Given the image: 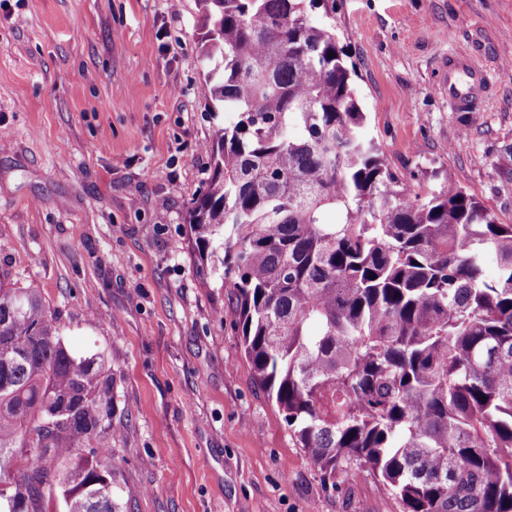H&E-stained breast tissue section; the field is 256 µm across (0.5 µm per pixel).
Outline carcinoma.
Instances as JSON below:
<instances>
[{"label": "carcinoma", "instance_id": "cac0c4a2", "mask_svg": "<svg viewBox=\"0 0 512 512\" xmlns=\"http://www.w3.org/2000/svg\"><path fill=\"white\" fill-rule=\"evenodd\" d=\"M327 2L195 0L205 93L237 120L204 145L192 239L224 253L255 382L326 486L355 466L402 512H512V224L446 176L399 184L311 22ZM112 390L1 270L0 512H122Z\"/></svg>", "mask_w": 512, "mask_h": 512}]
</instances>
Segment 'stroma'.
<instances>
[{"mask_svg":"<svg viewBox=\"0 0 512 512\" xmlns=\"http://www.w3.org/2000/svg\"><path fill=\"white\" fill-rule=\"evenodd\" d=\"M366 132L417 193L433 173L512 224V0H336ZM195 0H0V266L38 289L77 357L114 375L112 492L127 512H401L367 471L328 491L257 386L187 211L201 144L235 122L204 95ZM490 77L457 111L440 65Z\"/></svg>","mask_w":512,"mask_h":512,"instance_id":"obj_1","label":"stroma"}]
</instances>
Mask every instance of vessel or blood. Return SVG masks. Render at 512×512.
Instances as JSON below:
<instances>
[{"label":"vessel or blood","mask_w":512,"mask_h":512,"mask_svg":"<svg viewBox=\"0 0 512 512\" xmlns=\"http://www.w3.org/2000/svg\"><path fill=\"white\" fill-rule=\"evenodd\" d=\"M487 87L486 74L465 53L451 52L443 61L439 89L458 109L475 108L483 100Z\"/></svg>","instance_id":"b4317fda"}]
</instances>
